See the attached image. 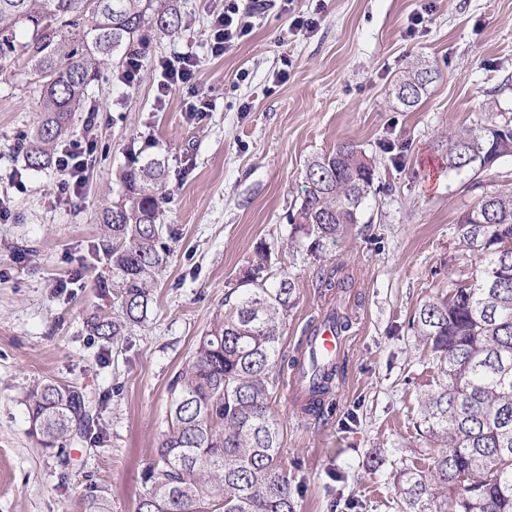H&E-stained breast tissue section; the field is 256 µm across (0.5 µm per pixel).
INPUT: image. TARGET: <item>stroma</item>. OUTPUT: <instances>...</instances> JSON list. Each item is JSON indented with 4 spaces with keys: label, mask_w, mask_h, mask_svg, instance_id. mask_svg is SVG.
Wrapping results in <instances>:
<instances>
[{
    "label": "stroma",
    "mask_w": 512,
    "mask_h": 512,
    "mask_svg": "<svg viewBox=\"0 0 512 512\" xmlns=\"http://www.w3.org/2000/svg\"><path fill=\"white\" fill-rule=\"evenodd\" d=\"M155 2L175 9L184 28L150 42L133 83L118 81L115 63L91 86L95 125L77 113L67 135L96 143L78 197L56 199L54 168L26 167L17 146L40 120L38 95L20 64L7 61L0 75V195L11 209L0 221V512H84L91 484L112 512H135L170 382L257 264L295 281L283 337L291 354L334 297L322 278L336 272L354 283L332 411L305 415L281 387L273 397L297 512H399L394 476L427 452L419 404L440 381L414 313L472 283L478 260L459 222L483 196L512 187V156L475 175L448 170L435 145L454 128L512 125V0H266L255 12L239 0L252 14L249 32L221 55L209 48L221 0ZM422 11L426 28L408 36ZM299 15L318 16L314 33L293 28ZM187 52L210 95L199 119L186 110L188 89L156 100L160 61ZM423 64L439 76L405 107L396 81ZM343 142L375 166L360 223L289 245L308 160ZM150 158L167 167L170 254L147 323L104 340L86 327L93 314L119 312L112 272L94 251L100 211L122 195V171ZM43 378L86 388L103 404L92 437L67 441L59 454L28 431L24 397Z\"/></svg>",
    "instance_id": "stroma-1"
}]
</instances>
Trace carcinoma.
Segmentation results:
<instances>
[{
	"instance_id": "obj_1",
	"label": "carcinoma",
	"mask_w": 512,
	"mask_h": 512,
	"mask_svg": "<svg viewBox=\"0 0 512 512\" xmlns=\"http://www.w3.org/2000/svg\"><path fill=\"white\" fill-rule=\"evenodd\" d=\"M181 28L178 13L153 0H0V61L26 58L39 92L41 121L22 146L28 168L50 165L53 145L113 58L137 54L152 34L173 36ZM437 77L432 68L406 72L396 84L400 102L416 106ZM437 147L445 149L449 170L480 171L488 155L512 147V127L456 129ZM166 176L159 159L128 167L123 194L101 210L102 249L121 307L116 317L87 320L90 332L104 339L149 318L167 263ZM374 176L365 152L338 145L308 163L305 195L289 223L317 238L360 223ZM459 228L480 275L415 313L413 327L444 382L421 401L432 456L424 470L398 472L401 512H512V248L498 250L512 241V189L483 197ZM262 271L260 265L244 271L224 298V317L172 379L165 430L144 468L147 489L136 512H296L271 405L276 382L297 364L281 353L295 285L287 277L270 283ZM309 365L302 410L319 417L341 366L325 368L314 354ZM25 406L29 432L47 450L87 436L101 409L81 388L51 379L29 389ZM86 503L89 512H110L92 485Z\"/></svg>"
}]
</instances>
